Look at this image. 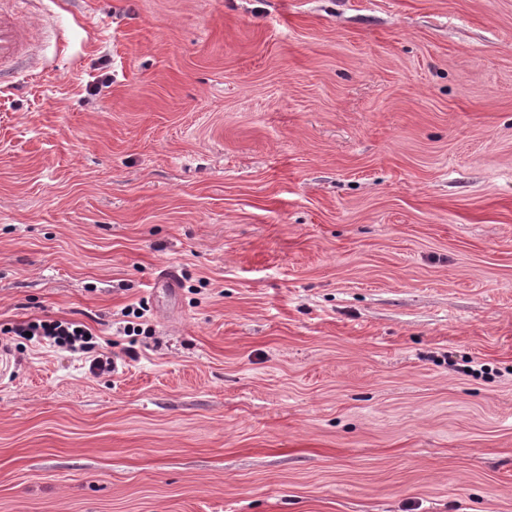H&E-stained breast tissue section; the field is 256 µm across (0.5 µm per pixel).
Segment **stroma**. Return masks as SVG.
<instances>
[{
  "label": "stroma",
  "mask_w": 512,
  "mask_h": 512,
  "mask_svg": "<svg viewBox=\"0 0 512 512\" xmlns=\"http://www.w3.org/2000/svg\"><path fill=\"white\" fill-rule=\"evenodd\" d=\"M0 9V512H512V0ZM26 35L14 19L0 10V74L22 58L25 51ZM17 336H41L53 340V343L69 351L89 353L92 349V333L81 323L67 320H37L18 327L7 329ZM30 337V338H31Z\"/></svg>",
  "instance_id": "1"
}]
</instances>
